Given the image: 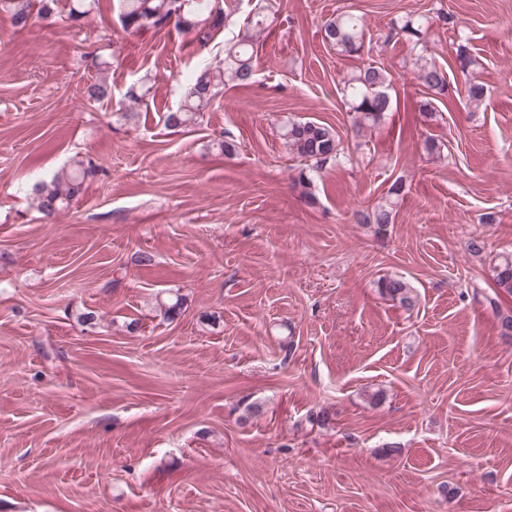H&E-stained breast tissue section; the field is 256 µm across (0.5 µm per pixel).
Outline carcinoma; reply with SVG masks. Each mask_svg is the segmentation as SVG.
<instances>
[{"label": "carcinoma", "instance_id": "carcinoma-1", "mask_svg": "<svg viewBox=\"0 0 512 512\" xmlns=\"http://www.w3.org/2000/svg\"><path fill=\"white\" fill-rule=\"evenodd\" d=\"M118 20L128 34L142 30H162L168 27L196 34L198 49L204 50L211 38L226 31L233 25L235 13L232 5L225 0H116ZM250 10L243 25L232 37L224 40L223 65L205 64L187 89L179 107L166 113L165 124L171 128L196 123L201 112L215 98L224 78L236 85L247 87L254 82V42L271 25L275 14L272 0H247ZM96 6V0H66L67 18L72 24L81 22ZM59 8V0H0V13L10 16L14 27L23 29L37 18H49ZM433 23L428 16L410 15L394 24L386 38L396 36L421 47L416 58L415 79L429 91V96L418 104V111L426 118H433L436 107L435 97L443 95L448 85L447 73L437 64L429 51L428 36ZM323 42L341 56H358L371 40V33L363 16L345 10L327 20L322 28ZM456 61L463 71L476 74L480 62L460 45L456 49ZM390 73L383 67L364 64L348 75L343 84V98L349 111L353 112V129L361 134L379 126L385 115L393 111L390 94ZM85 97L89 101L101 102L112 97L111 84L106 78H98L86 86ZM486 90L483 83L472 79L467 89V101L471 108L478 109L484 102ZM282 139L295 157L307 163L309 171H300L298 184L304 188V195L313 198L309 192L311 172H318L331 162H340L344 157L341 140L336 130L326 123L314 120H290L283 126ZM99 166L89 162L79 163L70 168L54 172L48 179L32 187V204L43 216L51 218L70 208L83 192L87 179L98 174ZM402 187L393 183L374 208L361 215V222L374 226V234L384 235L394 223L399 207ZM494 281L498 289L512 294V256L505 255L493 266ZM380 293L400 306L412 310L418 304V294L403 277H385L377 282Z\"/></svg>", "mask_w": 512, "mask_h": 512}]
</instances>
